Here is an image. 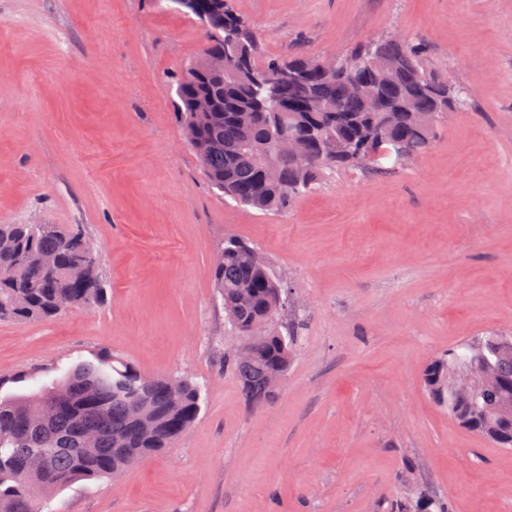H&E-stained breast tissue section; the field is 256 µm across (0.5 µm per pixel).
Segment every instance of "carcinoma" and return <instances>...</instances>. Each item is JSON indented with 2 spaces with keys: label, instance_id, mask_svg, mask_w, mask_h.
Instances as JSON below:
<instances>
[{
  "label": "carcinoma",
  "instance_id": "carcinoma-1",
  "mask_svg": "<svg viewBox=\"0 0 512 512\" xmlns=\"http://www.w3.org/2000/svg\"><path fill=\"white\" fill-rule=\"evenodd\" d=\"M199 24L222 13L224 23L204 32L203 57L176 86L189 145L211 143L199 158L212 188L262 213H279L310 191L326 170L380 168L381 160H412L428 150L438 118L466 104V91L425 66V50L406 39L381 36L337 59L339 78L318 69L321 58L287 50L264 58L250 21L235 0H172ZM222 53L231 67L206 69L205 56ZM284 68L307 76L277 87L268 78ZM209 99L213 111H196ZM293 132L309 146L304 159L277 156L273 142ZM278 179L263 177L266 167ZM77 224H0V321L42 322L104 301L98 261L84 256ZM53 257L49 267L40 264ZM214 280L227 322L240 339L233 368L249 400L269 402L274 375H285L297 328L278 325L287 295L269 263L233 238L214 259ZM496 333L432 360L422 381L428 395L460 422L469 408L489 407L512 390L490 385L474 395L465 380L474 367L492 380L512 379V354ZM55 404L38 420L31 399ZM200 390L189 376L145 377L130 364L104 357L79 362L61 379L0 396V512H42L44 502L79 480L116 478L140 460L173 447L198 419ZM60 448L53 468H40L27 448Z\"/></svg>",
  "mask_w": 512,
  "mask_h": 512
}]
</instances>
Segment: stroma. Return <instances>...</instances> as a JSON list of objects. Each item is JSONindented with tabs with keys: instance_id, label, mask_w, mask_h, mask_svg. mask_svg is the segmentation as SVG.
<instances>
[{
	"instance_id": "stroma-1",
	"label": "stroma",
	"mask_w": 512,
	"mask_h": 512,
	"mask_svg": "<svg viewBox=\"0 0 512 512\" xmlns=\"http://www.w3.org/2000/svg\"><path fill=\"white\" fill-rule=\"evenodd\" d=\"M265 55L340 57L395 31L470 90L431 149L329 171L285 212L209 185L176 82L204 33L173 0H0V224H79L107 297L0 323V391L114 354L202 387L197 422L118 479L52 512H512V450L427 395L435 357L512 333V0H236ZM288 291L298 340L271 403L250 406L212 277L225 239Z\"/></svg>"
}]
</instances>
